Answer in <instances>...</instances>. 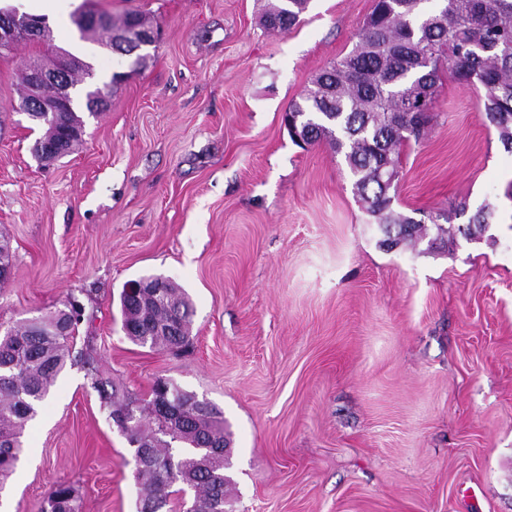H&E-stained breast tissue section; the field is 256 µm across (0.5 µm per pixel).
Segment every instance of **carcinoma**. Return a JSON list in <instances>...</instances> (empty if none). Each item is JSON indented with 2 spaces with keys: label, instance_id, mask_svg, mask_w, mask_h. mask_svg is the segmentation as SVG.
Returning <instances> with one entry per match:
<instances>
[{
  "label": "carcinoma",
  "instance_id": "1",
  "mask_svg": "<svg viewBox=\"0 0 512 512\" xmlns=\"http://www.w3.org/2000/svg\"><path fill=\"white\" fill-rule=\"evenodd\" d=\"M374 0L359 42L345 56L312 79L300 101L288 108L303 142L328 141L344 154L355 178L356 193L376 218L391 250L427 236L425 225L393 210L390 190L399 178L400 149L424 139L433 120L438 84L443 75L484 91L483 112L512 150V0ZM309 0H276L261 21L265 29L285 33L300 21ZM112 49L130 55L154 43L135 40L127 31H152L138 13L112 22ZM492 212L480 209L467 225L468 234L484 231ZM66 298L64 308L0 333V491L15 471L23 451L21 437L67 362L80 364L92 389L109 407V419L122 413L117 386L102 376L90 344L72 355L82 309ZM123 324L134 327L129 339L141 347L170 350L191 341L192 305L186 291L169 284L168 303L144 312L141 300L120 294ZM175 323L179 335H160L158 323ZM164 386L172 414L153 396ZM150 399L139 408L133 427L123 429L129 443L145 442L137 467L139 512H165L171 497L194 491L188 512H224L232 479L225 475L229 441L224 413L178 386L158 380ZM45 505L55 512H80L76 489L52 486Z\"/></svg>",
  "mask_w": 512,
  "mask_h": 512
}]
</instances>
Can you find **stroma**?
Returning a JSON list of instances; mask_svg holds the SVG:
<instances>
[{"label": "stroma", "instance_id": "35a3bbf8", "mask_svg": "<svg viewBox=\"0 0 512 512\" xmlns=\"http://www.w3.org/2000/svg\"><path fill=\"white\" fill-rule=\"evenodd\" d=\"M268 0H61L55 47L112 75L108 112L42 166L16 105L31 54L0 59V326L79 297L104 377L145 399L167 380L219 407L236 512H512V152L472 87L443 81L428 138L401 150L394 207L446 229L380 248L343 156L296 145L282 115L347 54L374 0H312L288 33ZM160 25L142 65L82 38L78 11ZM480 237L462 232L481 207ZM161 276L190 295V351L140 347L119 296ZM6 486L39 512H137L135 461L79 366L27 427ZM44 502L48 507L56 509L52 512L81 511L80 499L78 497L77 491L72 485L68 483H57L53 485Z\"/></svg>", "mask_w": 512, "mask_h": 512}]
</instances>
